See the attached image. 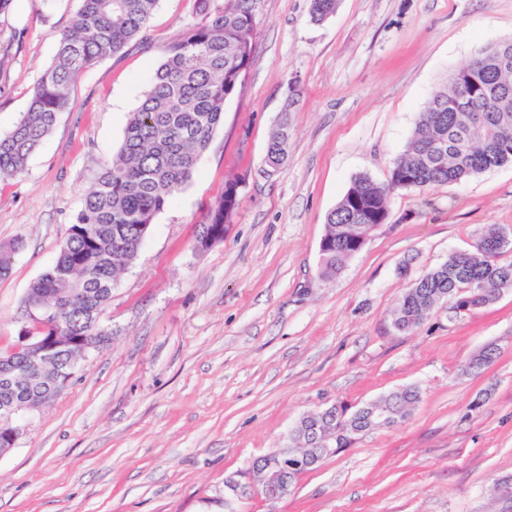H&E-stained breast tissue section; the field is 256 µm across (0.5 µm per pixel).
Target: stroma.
I'll return each mask as SVG.
<instances>
[{
  "label": "stroma",
  "mask_w": 512,
  "mask_h": 512,
  "mask_svg": "<svg viewBox=\"0 0 512 512\" xmlns=\"http://www.w3.org/2000/svg\"><path fill=\"white\" fill-rule=\"evenodd\" d=\"M80 0L0 10V136L26 111ZM257 0L244 86L188 183L153 219L112 288L110 341L80 360L0 455V512H512V291L394 331L405 288L489 228L512 236V165L395 191L388 217L333 277L319 273L326 216L353 179L384 183L450 70L512 38V0ZM195 0H158L145 42L70 87L71 110L22 173L0 178V348L30 284L54 264L101 167L118 153L163 50L197 23ZM287 161L267 174L280 116ZM241 203L222 242L198 228L227 180ZM487 368L467 370L486 346ZM422 397L393 429L303 473L268 503L225 493L308 411L406 387Z\"/></svg>",
  "instance_id": "obj_1"
}]
</instances>
